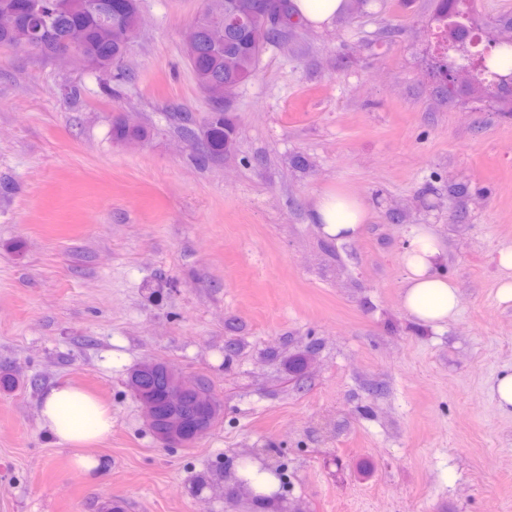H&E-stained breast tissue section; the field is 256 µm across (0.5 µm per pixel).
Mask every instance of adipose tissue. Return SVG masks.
Returning a JSON list of instances; mask_svg holds the SVG:
<instances>
[{
  "mask_svg": "<svg viewBox=\"0 0 512 512\" xmlns=\"http://www.w3.org/2000/svg\"><path fill=\"white\" fill-rule=\"evenodd\" d=\"M347 8L348 0H290L289 15L293 21L323 29L332 27ZM371 219L369 202L343 186L318 194L310 210V220L321 236L337 242L358 238ZM400 259L404 313L430 329L455 320L458 288L443 270L445 250L430 225H414ZM38 424L55 445L69 449L72 470L91 479L108 473L107 458L95 448L112 433V409L87 390L68 381L48 386L39 399Z\"/></svg>",
  "mask_w": 512,
  "mask_h": 512,
  "instance_id": "ef3b65f1",
  "label": "adipose tissue"
}]
</instances>
